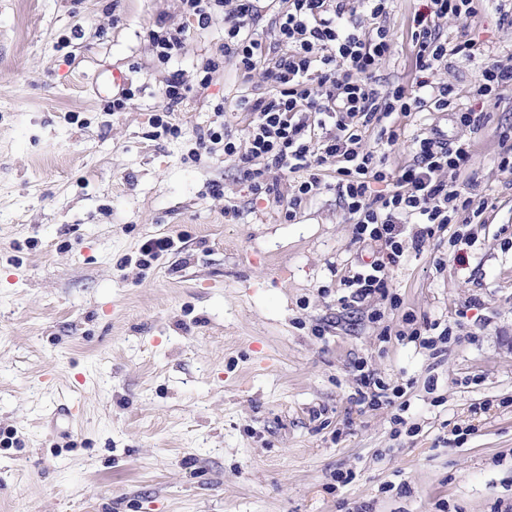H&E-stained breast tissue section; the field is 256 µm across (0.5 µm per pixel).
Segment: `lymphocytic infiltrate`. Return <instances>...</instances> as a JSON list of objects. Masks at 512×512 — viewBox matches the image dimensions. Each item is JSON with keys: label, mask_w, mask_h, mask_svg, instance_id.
I'll use <instances>...</instances> for the list:
<instances>
[{"label": "lymphocytic infiltrate", "mask_w": 512, "mask_h": 512, "mask_svg": "<svg viewBox=\"0 0 512 512\" xmlns=\"http://www.w3.org/2000/svg\"><path fill=\"white\" fill-rule=\"evenodd\" d=\"M187 25L163 24L151 30L152 45L167 60L182 49L192 27L206 28L224 0H183ZM388 0H289L278 13L271 39L253 28L257 14L253 0H236L224 27V54L241 70L267 63L273 94L241 96L236 106L250 113L247 146H240L225 126L209 129L199 147L220 143L226 157L237 160L244 181L254 194L277 195L271 171L304 173L285 212L295 219L303 201L319 190L318 167L336 163V189L355 226L356 242L377 248L364 272L349 282L351 295L342 304L361 303L390 295L388 275L403 253L402 224L416 220L415 244H423L445 225L456 223L471 200L466 187L445 180L447 171L464 168L470 159L466 144L449 145L436 137L414 142L412 163L392 169L383 157L364 150V131L381 125L393 114L426 108L447 111L452 89L436 81L435 73L448 55L471 57L479 44L471 38L443 39L439 20L463 22L475 17L483 0H426L424 11L411 20L410 37L415 76L410 84L387 90L376 88L378 63L391 50L389 31L382 23ZM371 24L362 26L358 11ZM333 127V134L317 139L316 130ZM263 159L265 167H253Z\"/></svg>", "instance_id": "f902f5d3"}]
</instances>
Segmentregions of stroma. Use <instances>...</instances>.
Instances as JSON below:
<instances>
[{"instance_id":"1","label":"stroma","mask_w":512,"mask_h":512,"mask_svg":"<svg viewBox=\"0 0 512 512\" xmlns=\"http://www.w3.org/2000/svg\"><path fill=\"white\" fill-rule=\"evenodd\" d=\"M422 7L391 0L380 88L411 80ZM158 21L183 24L181 0H0V512H512V171L497 166L512 89L474 94L488 62L512 64L494 0L441 22L484 47L437 74L479 125L423 111L394 115V146L363 135L393 168L433 132L468 142L455 180L487 204L419 249L406 225L394 307L341 304L369 250L335 162L290 221L297 174L267 201L222 146L190 159L219 103L246 143L235 102L271 85L225 58L223 14L165 64ZM206 57L220 66L203 87ZM176 72L182 135L158 137ZM109 74L133 91L117 111ZM164 236L172 250L143 263ZM413 319L452 334L419 346ZM363 371L402 406L365 403Z\"/></svg>"}]
</instances>
